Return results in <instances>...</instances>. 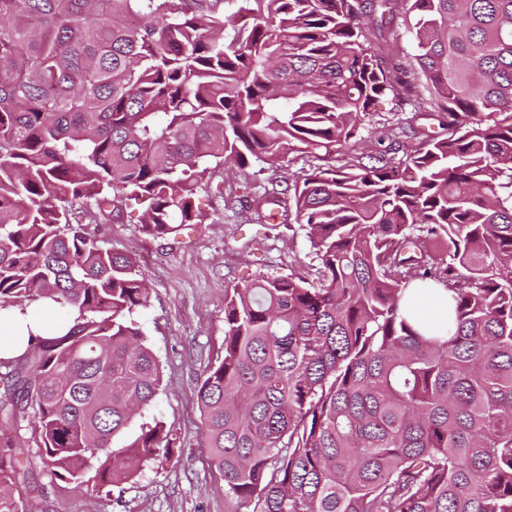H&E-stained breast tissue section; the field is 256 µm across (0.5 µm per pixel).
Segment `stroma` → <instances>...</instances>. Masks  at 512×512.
Returning a JSON list of instances; mask_svg holds the SVG:
<instances>
[{
  "mask_svg": "<svg viewBox=\"0 0 512 512\" xmlns=\"http://www.w3.org/2000/svg\"><path fill=\"white\" fill-rule=\"evenodd\" d=\"M437 113L414 111L404 98L378 99L356 142L330 156L291 154L265 169L225 172L224 195L200 193L205 223L184 227L174 238L146 235L140 206L127 207L109 223L97 225L112 250L139 257L150 299L140 315L147 341L161 364V387L149 412L176 430L180 442L171 461L147 465L133 482L105 495L93 484L75 490L51 478L40 460L31 464V483L23 491L28 512H224V479L209 464L201 445L195 389L206 366L224 354V290L244 286L259 275L312 276L316 260L306 232L295 219L284 224H253L242 208L225 207L243 183L291 184L310 167L357 162L366 153H385L391 161L444 135Z\"/></svg>",
  "mask_w": 512,
  "mask_h": 512,
  "instance_id": "1",
  "label": "stroma"
}]
</instances>
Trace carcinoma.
Returning a JSON list of instances; mask_svg holds the SVG:
<instances>
[{"mask_svg":"<svg viewBox=\"0 0 512 512\" xmlns=\"http://www.w3.org/2000/svg\"><path fill=\"white\" fill-rule=\"evenodd\" d=\"M241 2L237 21L224 0H0V317L49 301L67 326L0 358V432L31 418L77 487L171 460L158 417L124 438L161 383L140 261L82 219L142 199L154 238L203 224L217 169L332 154L421 73L447 136L238 200L285 223L290 195L317 264L224 288L202 446L225 512H512V0ZM399 13L407 64L364 22ZM413 281L454 291L447 327L408 317ZM29 453L0 437V472ZM17 487L0 512H24Z\"/></svg>","mask_w":512,"mask_h":512,"instance_id":"carcinoma-1","label":"carcinoma"}]
</instances>
